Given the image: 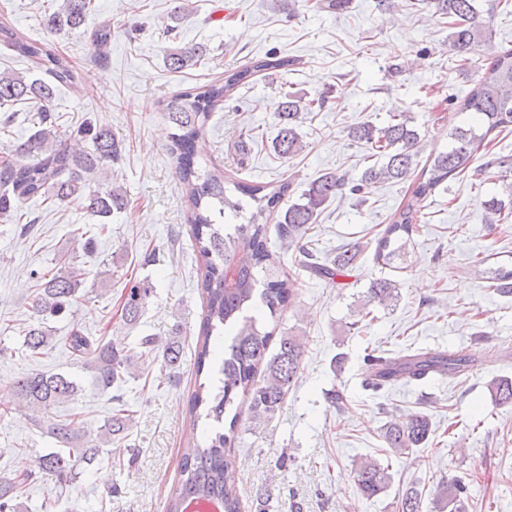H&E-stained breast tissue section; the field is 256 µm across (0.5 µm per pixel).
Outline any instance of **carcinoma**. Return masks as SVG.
<instances>
[{
  "label": "carcinoma",
  "instance_id": "1",
  "mask_svg": "<svg viewBox=\"0 0 512 512\" xmlns=\"http://www.w3.org/2000/svg\"><path fill=\"white\" fill-rule=\"evenodd\" d=\"M91 0H62L57 11L47 18L50 30L70 33L81 28L90 10ZM433 15L449 20L448 45L458 56L470 53L472 46L491 36L490 23L494 5L479 9L476 0H427ZM32 63L43 77L28 80L11 71L0 72V109L8 112L17 102L37 107L39 122L26 141L10 154L0 158V218L10 220L23 202L41 197L52 203L78 202L86 212L101 220L97 230L105 231L102 221L126 205L121 187L107 178V169L122 157V142L106 127L87 121L76 130L75 137L86 146H71V136L60 132L56 115L48 103L58 86L74 84V67L52 45L33 39L0 22V46ZM209 53L205 45L175 47L167 50L166 66L173 72L193 66ZM293 61L270 53L250 64L224 72V82H212L181 92L163 103V111L171 123V153L176 173L184 186L185 197L192 208L191 234L200 265L197 289L204 303V314L194 351L197 375H217L214 388L201 383L191 393L188 412L193 425L205 418L217 428L193 438L184 449L180 479L171 493L168 512H184V502L199 505L221 502L224 512H242L237 489L238 473L234 454L235 430L239 422L237 401H249L250 420L264 422L273 417L284 403L288 389L299 377L304 349L297 336L282 335L275 353L268 354L273 332L258 325L252 311L263 306L270 317L277 314L297 296L298 278L283 271L269 249L272 213L280 212L275 232L284 245L299 243L316 223L321 208L337 196L350 192L359 195L380 181L412 179L411 195L394 219L377 239L374 261L390 265L397 253L405 249L421 221V208L436 188L463 172L473 153L496 131H512V50L495 53L473 90L458 102L459 110L477 115L484 131L474 127L457 128L451 134L448 151L429 157V162L415 172L414 157L421 142L418 131L409 126L405 115L391 117L378 127L371 122L350 129L351 138L371 150L378 151L384 162L364 170L357 183L326 172L315 179L301 194L304 202H294L281 209L292 183L269 187L261 183L230 181L219 169L203 170L197 159L196 143L203 135L212 112L235 89L248 85L257 75L285 69ZM325 97L306 99L286 94L277 114L273 150L280 158H288L302 149L297 131L301 113L323 108ZM250 209L247 223L230 229L216 223L225 212L237 216ZM352 245L341 247L330 263L311 261L302 251L301 266L318 278L335 284L347 276L357 258ZM497 281L494 291L512 295V268L504 266L493 272ZM39 292L35 302L39 320L24 329L23 348L28 356L43 354L49 346L51 330L42 317H58L78 303L80 273L57 271L38 277ZM153 286L147 279H129L121 295V319L134 327L141 318ZM398 298V288L391 279H377L370 284L367 303L388 307ZM69 348L88 358L87 367L104 392L123 382L131 374L133 355L122 342H93L78 330L67 338ZM145 352L161 354L163 367L171 372L179 369L183 347L176 335L162 341L155 336L140 338ZM368 365L377 370L381 388L393 383H409L435 375L454 377L471 363L462 352L368 355ZM20 401L34 410L73 398L76 382L63 374L27 373L14 382ZM489 391L500 405H512V381L494 379ZM112 414L100 427L99 436L87 439L72 423H54L47 433L61 447L30 458L19 466L16 477L0 479V512H22L18 502L20 485L37 473L58 482L76 478V468L89 467L97 461L102 446L121 439L131 422L123 399L112 397ZM232 414L228 431L219 429L224 416ZM429 418L412 415L400 425L391 422L384 432V442L391 453L406 454L428 441ZM389 466L372 458H363L354 468V481L359 495L372 499L383 494L390 483ZM464 487L457 483L437 486L436 499L448 501L451 512H462L459 497ZM398 512H423L422 494L408 488L397 504Z\"/></svg>",
  "mask_w": 512,
  "mask_h": 512
}]
</instances>
